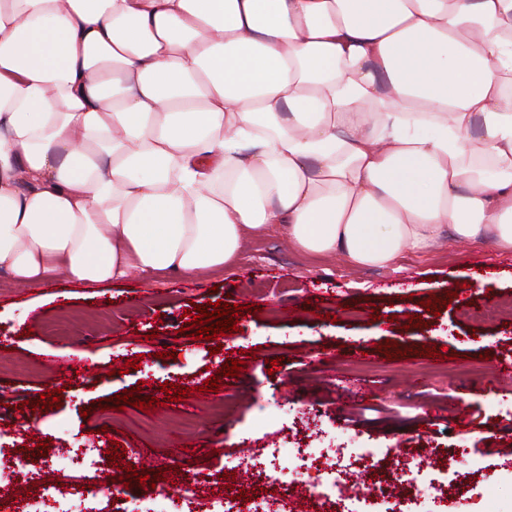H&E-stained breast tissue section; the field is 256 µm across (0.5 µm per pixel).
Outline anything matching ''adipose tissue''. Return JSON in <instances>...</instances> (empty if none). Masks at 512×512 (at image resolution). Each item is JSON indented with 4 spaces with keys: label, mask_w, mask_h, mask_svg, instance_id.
<instances>
[{
    "label": "adipose tissue",
    "mask_w": 512,
    "mask_h": 512,
    "mask_svg": "<svg viewBox=\"0 0 512 512\" xmlns=\"http://www.w3.org/2000/svg\"><path fill=\"white\" fill-rule=\"evenodd\" d=\"M512 252V0H0V273Z\"/></svg>",
    "instance_id": "adipose-tissue-1"
}]
</instances>
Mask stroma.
Here are the masks:
<instances>
[{"label": "stroma", "mask_w": 512, "mask_h": 512, "mask_svg": "<svg viewBox=\"0 0 512 512\" xmlns=\"http://www.w3.org/2000/svg\"><path fill=\"white\" fill-rule=\"evenodd\" d=\"M431 295L440 301L434 313L423 305ZM223 300L246 311L214 354L210 341L181 334L182 316L191 304ZM412 315L422 326L408 327ZM424 346L445 347L447 356L423 357ZM237 352L239 376L203 391ZM129 360L140 369L126 371ZM509 360L512 254L488 240L361 270L340 257L300 255L272 228L248 239L233 267L193 275L87 285L60 274L29 286L0 274V448L34 453L48 443L62 482L81 474L63 450L119 443V467L178 470L177 481L132 492L167 494L180 512H200L237 487L223 475L228 454L248 476L244 495L257 497L264 480L252 464L263 450L398 448L414 463L439 469L453 458L463 469V484L443 495L410 489L432 512H512V382L497 373ZM167 382L188 394L149 410L147 427L106 422L101 399L136 386L156 397ZM54 388L59 407L31 409ZM24 417L37 432L17 431ZM461 417L468 427L458 426ZM175 437L191 444L180 459L169 450ZM134 442L151 455L131 456Z\"/></svg>", "instance_id": "35a3bbf8"}]
</instances>
